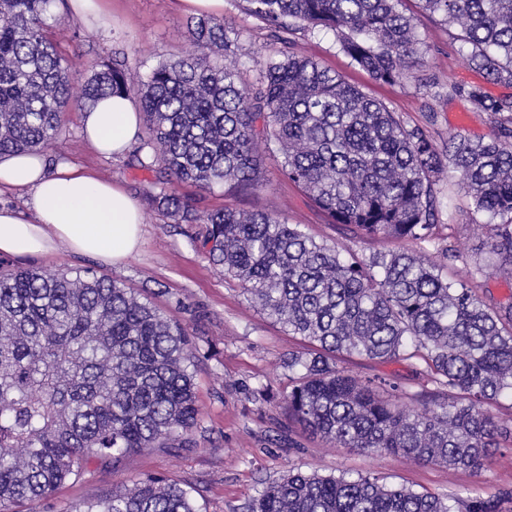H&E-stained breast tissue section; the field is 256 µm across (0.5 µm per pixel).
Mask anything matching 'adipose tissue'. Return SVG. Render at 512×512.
I'll use <instances>...</instances> for the list:
<instances>
[{
	"label": "adipose tissue",
	"instance_id": "ef3b65f1",
	"mask_svg": "<svg viewBox=\"0 0 512 512\" xmlns=\"http://www.w3.org/2000/svg\"><path fill=\"white\" fill-rule=\"evenodd\" d=\"M87 142L104 156L125 152L137 136L141 115L130 98L102 100L81 116ZM30 193L34 218L0 210V254L46 255L58 245L118 263L135 253L143 234L137 200L120 186L61 165L48 170L43 154L0 158V188Z\"/></svg>",
	"mask_w": 512,
	"mask_h": 512
}]
</instances>
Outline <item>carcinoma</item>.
Returning <instances> with one entry per match:
<instances>
[{
    "instance_id": "obj_1",
    "label": "carcinoma",
    "mask_w": 512,
    "mask_h": 512,
    "mask_svg": "<svg viewBox=\"0 0 512 512\" xmlns=\"http://www.w3.org/2000/svg\"><path fill=\"white\" fill-rule=\"evenodd\" d=\"M263 20L277 53L248 87L224 23L188 24L190 49L146 77L123 61L83 63L79 94L48 31L56 0H0V157L54 145L70 105L106 96L138 99L147 136L138 165L157 170L146 203L175 224L200 226L193 242L224 277L291 336L311 348L291 355L288 425L327 443L407 461L479 471L512 429L491 406L512 396V302L487 301L479 279L512 276V97L448 82L493 123L488 140L437 144L407 128L383 103L316 60L289 50L300 29L334 32L341 50L374 80L397 83L421 59L418 17L405 0H244ZM419 11L457 29L468 61L512 85V0H417ZM274 144L281 172L329 223L356 237L394 238L424 249L367 258L318 241L297 224L227 206L201 212L174 185L259 187L254 146ZM459 175L497 258L459 279L453 234L437 237L434 184ZM410 361L432 385L410 392L400 379L359 380L338 356ZM205 357L177 321L132 289L93 270L0 271V512L48 499L89 464L115 465L145 448H183L201 413L194 367ZM421 399L415 410L405 399ZM62 512H198L190 493L159 475ZM248 512H512V487L448 499L377 477L291 470L266 485Z\"/></svg>"
}]
</instances>
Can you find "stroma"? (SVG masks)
<instances>
[{"label":"stroma","mask_w":512,"mask_h":512,"mask_svg":"<svg viewBox=\"0 0 512 512\" xmlns=\"http://www.w3.org/2000/svg\"><path fill=\"white\" fill-rule=\"evenodd\" d=\"M101 20L65 14L50 37L68 54L83 59L124 60L133 71L147 74L159 62L176 59L189 48L187 23L191 9L180 0H104ZM218 20L234 32L233 49L242 63L243 77L254 81L260 62L274 46L266 25L247 14L240 0H224ZM423 63L411 77L393 84L374 81L354 66L329 31L298 32L295 53L319 61L370 97L383 102L410 127L427 131L436 142L458 135L488 137L489 115L475 111L466 98L449 97L448 80L478 85L492 97L512 96V86L486 78L472 66L450 28L439 17L421 16L417 27ZM50 162L91 168L119 183L135 197L151 180V172L132 167L131 152L110 158L94 153L81 131V111L71 108L63 119V132L46 149ZM261 185L253 193L238 195L223 187L204 189L181 183L177 192L207 211L230 203L247 211L269 213L290 224L302 225L318 239L367 256L396 248L390 239L356 238L327 224L304 193L285 179L280 156L258 143ZM435 190L439 199L436 221L454 227L461 256L454 264L466 274L475 264L491 260L482 229L486 218L474 213L471 200L458 177L440 174ZM144 224L140 249L119 263L72 252L59 245L48 256H6L5 267L46 270L89 268L98 275L123 283L150 299L167 316L178 321L206 353L194 372L200 423L192 448H150L127 456L114 468L93 466L83 480L67 482L47 500L22 503L16 512H59L66 504H87L132 486L146 474H161L190 488L199 512H245L268 482L288 469L321 474L376 475L389 485L430 491L445 497L468 490L512 486V448L495 451L479 472L435 464H411L394 455L370 454L333 447L302 433L293 434L295 447L281 443L289 433L285 397L290 390L288 355L306 352L300 338L285 333L281 325L252 307L237 281L223 277L208 256L195 248L189 225H176L161 210L142 206ZM270 389L275 404L255 401L252 390Z\"/></svg>","instance_id":"stroma-1"}]
</instances>
